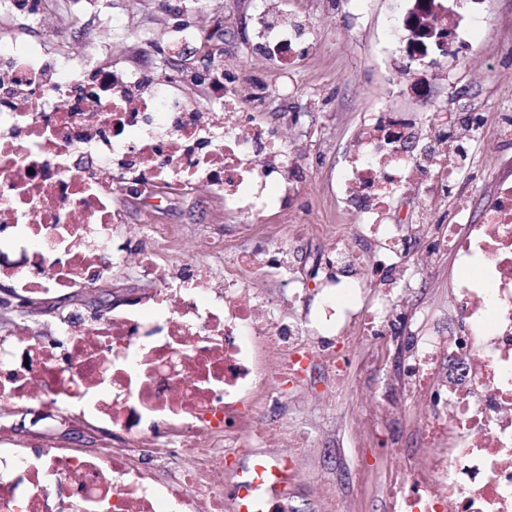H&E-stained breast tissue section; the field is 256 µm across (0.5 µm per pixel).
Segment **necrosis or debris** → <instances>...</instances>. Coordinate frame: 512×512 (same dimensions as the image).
Listing matches in <instances>:
<instances>
[{"instance_id": "necrosis-or-debris-1", "label": "necrosis or debris", "mask_w": 512, "mask_h": 512, "mask_svg": "<svg viewBox=\"0 0 512 512\" xmlns=\"http://www.w3.org/2000/svg\"><path fill=\"white\" fill-rule=\"evenodd\" d=\"M2 69L28 82L32 101L22 110L0 101V274L12 300L85 292L129 266L152 286L117 312L70 311L36 330L20 316L0 332V512H226L230 458L243 448L268 451L259 434L267 399L300 385L319 360L343 377L350 359L321 348L316 327L251 288L258 268L286 281L292 299L303 297L294 248L280 234L267 233L248 258L204 278L167 260L169 225H143L148 250L118 244L128 202L117 187L133 175L155 211L206 192L260 224L296 196L297 161L237 97L204 112L177 96L174 78L129 69L125 86H144L145 97L101 106L92 53L51 56L33 43L1 45ZM426 121L431 150L408 153L421 121L394 112L353 146L339 193L350 229L369 230L379 248L359 256L348 232L331 224L300 221L292 235L335 238L326 257L334 286L363 291L346 314L328 289L324 322L344 319L379 341L405 328L401 283L427 273L434 254L451 253L457 328L416 341L406 369L429 411L422 439L432 452L396 476L389 493L395 512H512V183L499 185L481 223L409 232L393 199L431 194L462 171L442 121ZM91 161L89 179L82 168ZM444 359L464 376L443 378ZM19 407L47 437L63 425L107 421L124 438L91 455L48 441L23 453L12 418ZM172 461L175 476L159 479Z\"/></svg>"}]
</instances>
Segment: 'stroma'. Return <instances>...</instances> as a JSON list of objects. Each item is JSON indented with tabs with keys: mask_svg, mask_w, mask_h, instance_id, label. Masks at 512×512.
I'll use <instances>...</instances> for the list:
<instances>
[{
	"mask_svg": "<svg viewBox=\"0 0 512 512\" xmlns=\"http://www.w3.org/2000/svg\"><path fill=\"white\" fill-rule=\"evenodd\" d=\"M53 1L40 0L35 13L0 0V42L39 40L50 54L91 45L105 66L176 71L184 76L185 95L200 106L208 95L194 77L215 62L241 95L265 89L253 110L303 167L293 207L309 213L311 222L346 223L337 192L352 138L382 112H443L483 131L462 138L465 169L444 196H405V223H480L498 183L512 180V0H445L454 15L458 55L433 50L412 65L404 40L390 35L391 22L403 19L412 0H279V9L305 30L286 65L258 47L260 0H57L58 11ZM196 25L213 31L219 52L207 58L190 44L171 56L172 30ZM145 35L150 44H142ZM168 210L183 261H195L199 240L212 233L240 252L253 245L244 217L225 213L220 199L202 206L175 201ZM448 293L449 255L443 252L434 256L427 280L411 285L408 343L453 332ZM344 348L351 367L342 383L313 368L301 389L266 411L269 438L278 439L285 429L311 436L304 448L278 451L292 462L288 512H322L314 494L321 485L336 492L346 512H392L390 476L426 453L420 438L426 408L413 396L409 426L397 432L393 447L358 445L363 419L376 413L377 396L401 379L405 356L395 345L380 349L353 332Z\"/></svg>",
	"mask_w": 512,
	"mask_h": 512,
	"instance_id": "stroma-1",
	"label": "stroma"
}]
</instances>
